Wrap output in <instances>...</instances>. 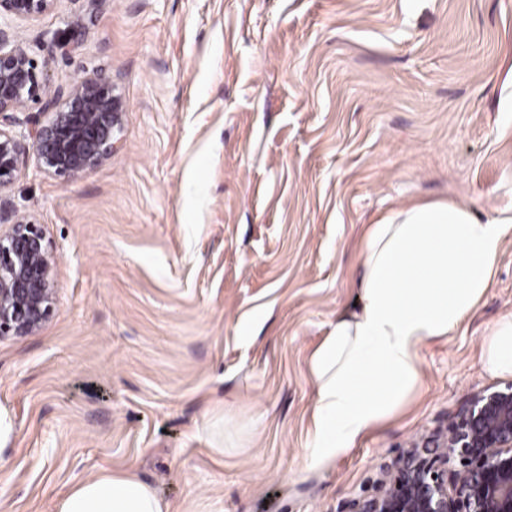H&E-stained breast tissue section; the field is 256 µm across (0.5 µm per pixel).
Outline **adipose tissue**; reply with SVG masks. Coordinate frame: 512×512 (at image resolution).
<instances>
[{
  "label": "adipose tissue",
  "mask_w": 512,
  "mask_h": 512,
  "mask_svg": "<svg viewBox=\"0 0 512 512\" xmlns=\"http://www.w3.org/2000/svg\"><path fill=\"white\" fill-rule=\"evenodd\" d=\"M510 231L511 221L483 219L451 201L405 205L366 226L354 304L309 357V468L331 467L412 403L422 384V347L477 310ZM482 362L492 375L512 376V313L488 329ZM251 432L246 417L230 424L215 415L211 449L221 456L246 447ZM57 512H170V505L129 467L79 481Z\"/></svg>",
  "instance_id": "ef3b65f1"
}]
</instances>
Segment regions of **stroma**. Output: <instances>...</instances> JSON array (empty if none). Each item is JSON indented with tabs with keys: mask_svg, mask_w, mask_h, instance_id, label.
Listing matches in <instances>:
<instances>
[{
	"mask_svg": "<svg viewBox=\"0 0 512 512\" xmlns=\"http://www.w3.org/2000/svg\"><path fill=\"white\" fill-rule=\"evenodd\" d=\"M0 27L50 86L102 73L126 105L111 160L64 184L30 150L0 190V225L31 214L57 259L50 321L0 342V512L131 464L172 512H345L502 384L481 343L512 313V233L475 314L423 346L409 410L307 466L308 359L363 225L418 201L512 216V0H58ZM221 407L256 423L222 458Z\"/></svg>",
	"mask_w": 512,
	"mask_h": 512,
	"instance_id": "1",
	"label": "stroma"
}]
</instances>
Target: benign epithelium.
I'll return each instance as SVG.
<instances>
[{"label": "benign epithelium", "mask_w": 512, "mask_h": 512, "mask_svg": "<svg viewBox=\"0 0 512 512\" xmlns=\"http://www.w3.org/2000/svg\"><path fill=\"white\" fill-rule=\"evenodd\" d=\"M56 0H0V18H33ZM24 47L0 28V190L28 150L13 128L32 107L49 115L33 146L41 169L68 183L112 158L123 103L101 74L50 89ZM52 241L28 213L0 233V341L37 333L55 308ZM347 512H512V381L475 394L445 427L381 468L372 492Z\"/></svg>", "instance_id": "1"}]
</instances>
